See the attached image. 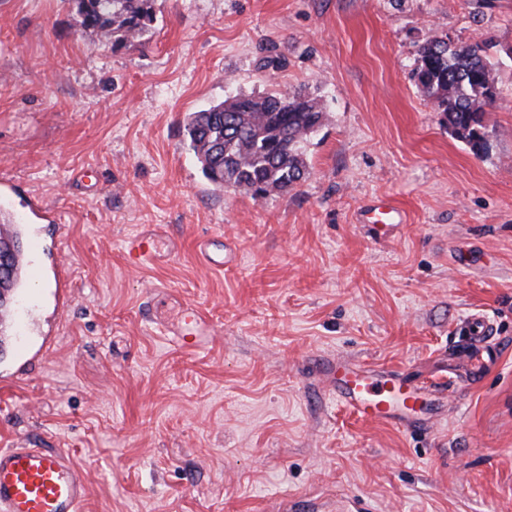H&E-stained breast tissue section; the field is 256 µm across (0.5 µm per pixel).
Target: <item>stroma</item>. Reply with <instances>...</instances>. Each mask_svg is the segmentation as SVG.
Returning <instances> with one entry per match:
<instances>
[{"label":"stroma","mask_w":512,"mask_h":512,"mask_svg":"<svg viewBox=\"0 0 512 512\" xmlns=\"http://www.w3.org/2000/svg\"><path fill=\"white\" fill-rule=\"evenodd\" d=\"M141 43L77 22L76 0H0V209L38 267L0 350V448H64L83 512H512V0H154ZM483 35L500 89L487 149L454 137L414 79L428 39ZM303 90L326 120L293 190L220 189L189 113L240 93ZM100 175L97 191L79 172ZM41 197L57 218L31 217ZM404 213L390 234L369 204ZM157 224L178 251L130 265ZM223 238L235 266L195 246ZM67 266L59 309L50 270ZM215 333L170 332L182 303ZM485 314L497 361L461 368V322ZM50 343L18 377L23 350ZM393 371L439 401L423 426L362 421L319 363Z\"/></svg>","instance_id":"35a3bbf8"}]
</instances>
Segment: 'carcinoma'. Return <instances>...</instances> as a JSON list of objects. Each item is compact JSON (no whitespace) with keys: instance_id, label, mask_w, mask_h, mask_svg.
<instances>
[{"instance_id":"obj_1","label":"carcinoma","mask_w":512,"mask_h":512,"mask_svg":"<svg viewBox=\"0 0 512 512\" xmlns=\"http://www.w3.org/2000/svg\"><path fill=\"white\" fill-rule=\"evenodd\" d=\"M153 0H79L78 24L114 46L139 41L153 21ZM487 39L432 38L419 49L417 87L437 103L452 134L484 149L487 107L497 96ZM321 99L300 91L239 94L190 114L189 146L204 176L266 197L293 189L306 171V144L322 126Z\"/></svg>"}]
</instances>
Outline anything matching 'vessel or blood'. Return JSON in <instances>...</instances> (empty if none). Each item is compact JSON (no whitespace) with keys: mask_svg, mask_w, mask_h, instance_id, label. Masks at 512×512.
Returning <instances> with one entry per match:
<instances>
[{"mask_svg":"<svg viewBox=\"0 0 512 512\" xmlns=\"http://www.w3.org/2000/svg\"><path fill=\"white\" fill-rule=\"evenodd\" d=\"M169 239L161 226L146 225L127 241L133 262L159 261ZM465 325L470 336L466 356L470 380L481 379L491 356L493 323L481 313L469 315ZM214 327L194 307L186 308L175 334L182 345L194 347L199 337L210 336ZM390 375L337 361L327 373L328 389L337 400L359 417L391 424H409L410 419L389 397ZM88 484L81 468L62 448H33L20 443L0 449V512H81Z\"/></svg>","mask_w":512,"mask_h":512,"instance_id":"1","label":"vessel or blood"}]
</instances>
